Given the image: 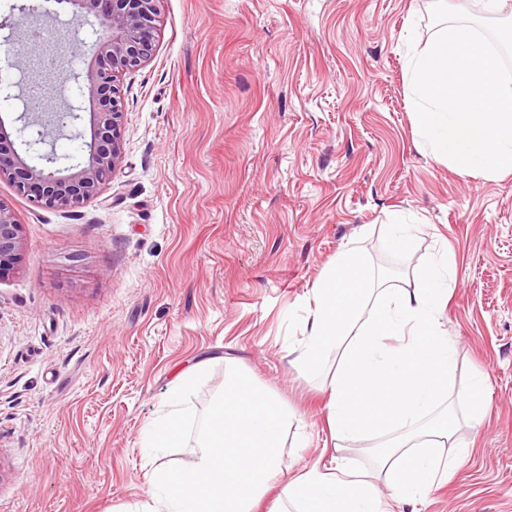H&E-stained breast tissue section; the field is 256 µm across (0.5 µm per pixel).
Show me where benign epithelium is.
<instances>
[{
    "label": "benign epithelium",
    "instance_id": "obj_1",
    "mask_svg": "<svg viewBox=\"0 0 512 512\" xmlns=\"http://www.w3.org/2000/svg\"><path fill=\"white\" fill-rule=\"evenodd\" d=\"M161 0H64L72 7L75 20L94 12L102 35L94 51L104 65L87 75L79 86L81 96L97 102L93 113L90 141L85 143L87 159L59 166L61 156L55 141L82 119V107L67 104L51 112H33L26 96L8 94L6 98L23 104L18 137L26 146L20 154L14 145L0 137V178L11 180L17 190L35 204L46 208L74 206L99 195L121 157L122 100L116 84L119 74L136 69L154 54L155 32ZM39 28L34 26L23 37L16 30L3 38L7 49V66L45 84L56 81L50 66L32 68L38 50ZM37 154L41 164L28 162ZM24 248L21 224L14 213L0 202V277L15 268Z\"/></svg>",
    "mask_w": 512,
    "mask_h": 512
}]
</instances>
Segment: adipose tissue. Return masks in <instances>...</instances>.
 <instances>
[{
    "label": "adipose tissue",
    "instance_id": "1",
    "mask_svg": "<svg viewBox=\"0 0 512 512\" xmlns=\"http://www.w3.org/2000/svg\"><path fill=\"white\" fill-rule=\"evenodd\" d=\"M418 288H371L358 249L340 251L312 290L289 345L301 370L323 371L331 353L336 369L323 385L333 454L303 472L285 475V437L307 424L296 411L250 378L232 370L224 394L205 422L186 468H155L153 512H256L270 488V512H399L454 475L459 460L444 456L454 444L458 417L448 377L456 349L440 315L455 264L440 253L415 271ZM198 369L181 372L168 410L151 424L153 448L171 447L194 411L190 394ZM378 438L373 464L355 465V445Z\"/></svg>",
    "mask_w": 512,
    "mask_h": 512
}]
</instances>
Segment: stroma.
<instances>
[{
  "label": "stroma",
  "mask_w": 512,
  "mask_h": 512,
  "mask_svg": "<svg viewBox=\"0 0 512 512\" xmlns=\"http://www.w3.org/2000/svg\"><path fill=\"white\" fill-rule=\"evenodd\" d=\"M432 0H162L153 57L123 74L122 154L102 193L35 206L0 179L24 250L0 280V512H148L157 463H191L227 368L303 414L285 463L328 430L321 378L288 344L339 250L414 288L439 252L457 280L442 322L459 367L487 382L468 455L418 512H512V174L458 173L416 134L405 59L439 26ZM68 51L50 98L78 99L96 26L59 5ZM422 225L385 246L395 215ZM205 363L196 421L163 460L144 446L176 376Z\"/></svg>",
  "instance_id": "1"
}]
</instances>
